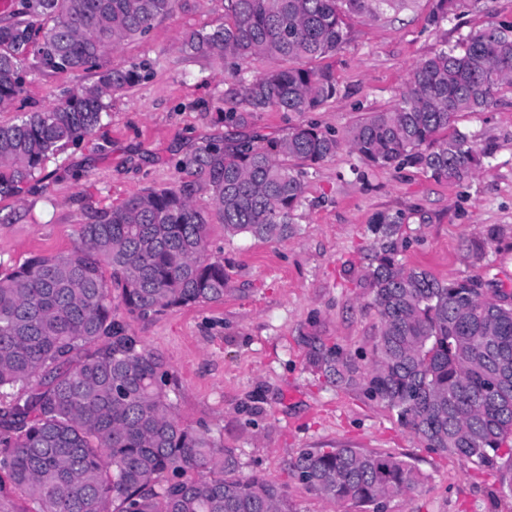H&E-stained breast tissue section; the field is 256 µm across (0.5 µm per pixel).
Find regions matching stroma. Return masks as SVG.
I'll return each instance as SVG.
<instances>
[{
	"label": "stroma",
	"instance_id": "35a3bbf8",
	"mask_svg": "<svg viewBox=\"0 0 512 512\" xmlns=\"http://www.w3.org/2000/svg\"><path fill=\"white\" fill-rule=\"evenodd\" d=\"M227 0H178L146 37L107 51L101 69L142 64L148 78L114 96L104 127L59 150L21 197L0 198V270L36 256L69 251L90 208L118 205L151 187L178 180L177 162L214 140L284 137L315 123L344 135L369 113L393 108L413 68L441 41L512 21V0H472L441 28L429 26L433 0L381 20H352L349 42L321 60L339 94L314 112H259L245 128L224 123L228 65L183 55L192 31L223 23ZM95 73L27 70L24 91L0 106V122L41 112ZM460 131L485 152L482 169L451 183L412 167H374L351 148L305 179L296 212L297 235L260 241L225 239L210 215L207 250L223 260L226 292L219 303L176 308L131 328L160 353L176 376L177 410L191 426L222 431L239 449L243 473L259 472L286 484L293 512H331L288 471L306 448L393 453L422 474L419 487L387 504L385 512H512L492 472L441 456L403 430L382 404L358 389L325 382L308 363L310 342L338 345L367 366L379 332L369 309L365 272L380 243L373 215L402 211L398 258L441 280L477 277L512 292V92L502 91L488 111L462 113ZM500 236L483 255L470 245L488 229Z\"/></svg>",
	"mask_w": 512,
	"mask_h": 512
}]
</instances>
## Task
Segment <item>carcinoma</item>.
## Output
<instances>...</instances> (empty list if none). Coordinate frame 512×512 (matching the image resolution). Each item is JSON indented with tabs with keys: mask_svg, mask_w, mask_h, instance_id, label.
I'll list each match as a JSON object with an SVG mask.
<instances>
[{
	"mask_svg": "<svg viewBox=\"0 0 512 512\" xmlns=\"http://www.w3.org/2000/svg\"><path fill=\"white\" fill-rule=\"evenodd\" d=\"M468 0H434L428 22L451 21ZM177 0H18L0 17V103L23 92L22 67L90 72L107 49L145 37ZM415 0H228L224 23L188 34L181 51L242 71L261 55L288 67L240 78L224 123L257 112H314L335 97L327 69L350 20H378ZM136 66L110 68L43 112L0 123V197L15 196L68 144L101 127L112 95L138 84ZM512 90V22L492 23L425 57L398 105L370 113L342 138L314 124L283 138L209 142L178 162L185 177L116 206L90 210L67 253L0 273V512L3 482L31 512H290L288 486L244 475L235 448L205 425L183 424L168 363L130 329L197 303L224 300V262L206 249L209 198L227 236L272 241L299 232L304 172L345 145L378 167L407 165L463 182L482 164L461 112H484ZM405 215L372 221L381 237L365 280L380 321L370 366L310 344L309 363L394 412L430 451L496 474L512 492V303L473 279L445 282L397 259ZM295 478L330 505L382 512L421 473L383 451L306 448Z\"/></svg>",
	"mask_w": 512,
	"mask_h": 512,
	"instance_id": "obj_1",
	"label": "carcinoma"
}]
</instances>
